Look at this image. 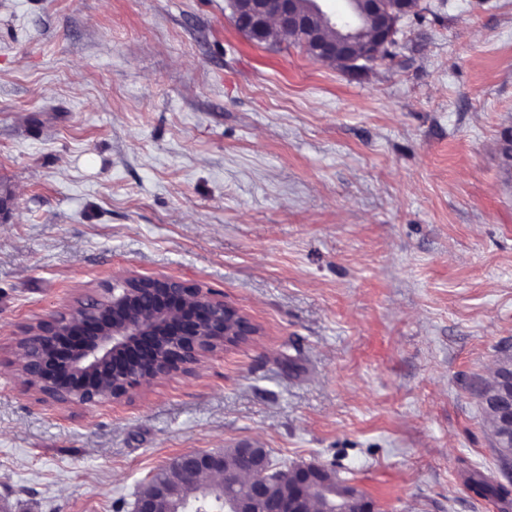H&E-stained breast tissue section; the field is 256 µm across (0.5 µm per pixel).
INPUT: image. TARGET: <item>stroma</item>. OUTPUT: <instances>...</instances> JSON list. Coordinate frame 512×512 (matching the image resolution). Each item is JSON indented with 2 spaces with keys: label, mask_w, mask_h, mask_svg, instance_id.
<instances>
[{
  "label": "stroma",
  "mask_w": 512,
  "mask_h": 512,
  "mask_svg": "<svg viewBox=\"0 0 512 512\" xmlns=\"http://www.w3.org/2000/svg\"><path fill=\"white\" fill-rule=\"evenodd\" d=\"M348 73L226 0H0V512H131L159 467L264 448L379 512H502L473 393L512 357V0H419ZM187 280L257 329L71 409L13 370L113 278ZM336 491L350 495L352 498H354L355 502L368 497L363 491H356L355 486L352 485L347 479L339 477L336 470L331 471L329 474H325L321 477L319 483L315 485L311 492V495L315 500L314 504L317 510H319L318 503L326 505L328 502L334 499L332 494H336ZM356 492L358 493V496H355ZM467 485L469 489H476V496L492 498L503 504L504 512L512 505L511 490L505 485L493 482L478 472H467Z\"/></svg>",
  "instance_id": "obj_1"
}]
</instances>
